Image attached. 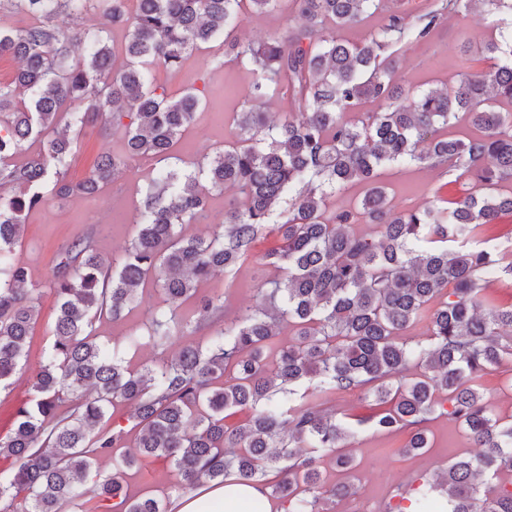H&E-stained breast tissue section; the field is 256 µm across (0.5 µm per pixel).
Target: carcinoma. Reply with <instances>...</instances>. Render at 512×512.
Here are the masks:
<instances>
[{
  "label": "carcinoma",
  "instance_id": "obj_1",
  "mask_svg": "<svg viewBox=\"0 0 512 512\" xmlns=\"http://www.w3.org/2000/svg\"><path fill=\"white\" fill-rule=\"evenodd\" d=\"M286 2L303 25L258 45L235 35L243 7L261 14ZM478 4L512 15V0H429L417 14L393 10L391 0H16L24 25L0 24V56L22 63L0 82V385L27 368L37 316L39 289L28 287L29 269L14 259L27 213L95 194L136 159L160 167L142 190L136 234L122 257L106 259L86 238L56 256L53 341L30 369L33 404L0 438V512H62L65 505L170 512L173 499L230 479L260 487L287 512H335L358 486L351 479L325 485L321 461L355 470L347 451L355 426L405 429L402 452L415 455L430 447L427 424L442 414L480 452L423 480L409 512H512V491L497 481L512 472V415L498 414L480 391L488 368L512 365V333H503L512 328V304L486 296L488 276L512 275V261L503 266L495 250L468 247L512 212V192L485 191L512 181V113L498 109L512 103V34L485 43L489 65L462 74L450 90L410 94L393 65L398 47L428 41ZM88 12L100 16L99 26L54 24L61 14L75 20ZM376 13L384 23L359 43L326 28L358 26ZM112 28L128 32L120 58L108 43ZM204 45L247 60L254 79L247 108L234 118L235 142L192 172L162 162L175 158L205 96L190 85L171 99L153 71L180 72L187 54ZM273 99L288 100L290 110L271 123ZM367 102L382 110L345 118ZM461 115L478 133L442 136ZM102 117L122 134L123 149L69 180L74 135ZM30 142L38 145L31 154ZM399 163L466 175L478 190L401 208L378 181L380 169ZM357 182L369 186L360 204L328 211L327 198ZM226 187L239 191L241 203L224 208L210 234H183ZM362 223L376 226V236L357 233ZM263 233L280 240L262 257L278 275L206 347L186 346L134 372L97 341L101 317L121 319L149 286L169 308L130 328L128 344L158 348L191 324L215 327L224 295H201L200 284L253 257ZM188 298L195 299L191 323L178 312ZM281 324L294 339H278ZM418 324L424 339H402ZM351 392L375 411L356 418L328 405L332 395ZM119 402L133 406V442L109 423V407ZM243 411L249 418L226 423ZM143 457L171 473L162 499L124 487V469ZM271 471L278 481H269ZM89 480L95 502L84 499Z\"/></svg>",
  "mask_w": 512,
  "mask_h": 512
}]
</instances>
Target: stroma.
Masks as SVG:
<instances>
[{
  "mask_svg": "<svg viewBox=\"0 0 512 512\" xmlns=\"http://www.w3.org/2000/svg\"><path fill=\"white\" fill-rule=\"evenodd\" d=\"M299 24V17L291 9L260 16L244 12L239 16L236 34L244 41L258 43L270 33L285 32ZM495 32L494 17L477 10L466 17L450 19L434 31L429 44L413 42L402 47L398 53L397 78L407 88L428 91L457 82L462 69L481 71L486 64L478 48ZM213 62L212 50H200L187 56L180 74L169 75L160 69L155 72L172 97L180 95L184 86L199 75L206 73L211 77L206 94L211 108L199 113L177 149L178 165L185 169L196 168L206 153L234 141L233 114L240 111L244 93L253 80L244 64L228 61L216 71ZM122 146L121 135L96 127L85 129L80 135V148L70 162V178L85 177L100 154L119 151ZM152 170L151 161L137 160L130 171L116 177L96 195L55 201L28 213L22 242L16 247L14 258L28 267L32 281L42 290L30 365H37L53 339L56 299L48 288V280L57 253L76 237L89 234L105 257H120L134 233L140 189ZM381 178L395 202L405 207L422 205L437 194L459 197L470 193L473 187L467 178L454 179L440 170L415 164L391 165L383 170ZM271 245V240L259 239L255 258L234 272L213 274L200 286L203 294L225 293V321H232L240 309L253 305L257 288L274 277V270L262 266L260 260L261 253ZM164 305V298L156 289H143L137 305L123 320L104 318L98 322L97 336L105 348L117 349L119 359L133 370L158 359L172 358L176 346L135 349L128 347L124 339L129 328L145 321L148 311ZM429 430L432 448L414 457L399 453L408 439L407 431L386 435L368 428L360 430L350 443L360 462V497L372 499L380 512H385L397 488H415L420 476L446 470L458 457L473 454L465 433L448 418L432 420Z\"/></svg>",
  "mask_w": 512,
  "mask_h": 512,
  "instance_id": "stroma-1",
  "label": "stroma"
}]
</instances>
